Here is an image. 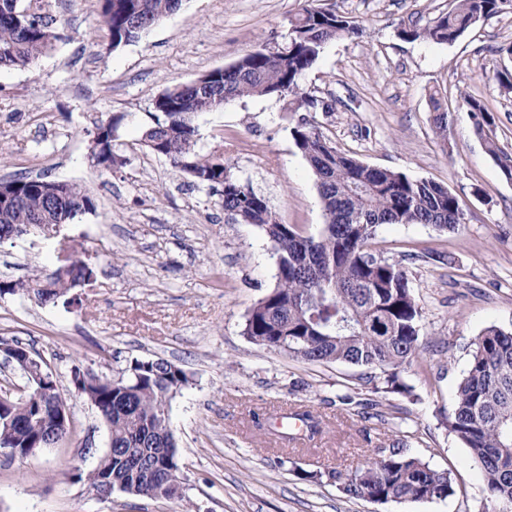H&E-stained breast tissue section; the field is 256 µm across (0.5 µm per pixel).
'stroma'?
Returning a JSON list of instances; mask_svg holds the SVG:
<instances>
[{
	"instance_id": "1",
	"label": "stroma",
	"mask_w": 512,
	"mask_h": 512,
	"mask_svg": "<svg viewBox=\"0 0 512 512\" xmlns=\"http://www.w3.org/2000/svg\"><path fill=\"white\" fill-rule=\"evenodd\" d=\"M363 32L328 43L301 78L314 108L287 99H233L199 114L196 149L223 157L264 196L279 220L308 232L324 222L314 177L291 129L307 119L360 161L438 182L465 220L454 232L386 224L376 249L408 272L423 311V349L401 375L411 395L373 392L365 369L308 364L244 333L249 310L276 284L273 246L236 224L220 191L194 183L140 141L156 99L242 55L283 44L305 0H183L142 36L111 49L100 0H43L61 38L24 69H0V178L41 176L77 184L94 200L52 236L33 229L0 242V281L51 270L56 246L74 244L94 270L56 304L0 298V338L50 363L70 408V435L26 459L0 456V512H177L175 504L75 479L108 446V428L70 382L72 367L122 378L132 360H168L189 382L170 422L191 512H479L482 472L446 425L480 333L512 330V182L485 149L512 154V11L478 22L451 44L403 38L451 10L454 0H317ZM448 112L440 137L430 104ZM495 116L477 135L462 97ZM125 120L112 170L97 165L96 124ZM305 406L322 422L314 440L283 446L269 417ZM413 434L410 450L449 470L444 501L377 504L345 496L294 468L352 469L372 448Z\"/></svg>"
}]
</instances>
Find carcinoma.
I'll return each mask as SVG.
<instances>
[{
    "mask_svg": "<svg viewBox=\"0 0 512 512\" xmlns=\"http://www.w3.org/2000/svg\"><path fill=\"white\" fill-rule=\"evenodd\" d=\"M0 0V67L26 68L50 51L59 34L28 0ZM504 0H456L455 7L421 29L405 30L407 39L452 43L480 21L501 14ZM182 0H101L102 16L112 49L136 41L181 6ZM362 33L355 21L331 8L308 5L291 21L288 44L278 53L250 52L230 67L210 71L186 86H176L156 101L159 115L146 126L142 144L167 159L196 183L224 187V213L238 224L258 226L279 257L276 285L250 310L245 334L254 342L310 363H347L386 374L393 393L409 394L399 373L410 367L420 347L422 309L406 269L372 248L384 224H431L454 231L464 219L456 195L441 184L414 179L402 171L366 164L338 150L301 121L291 129L297 150L310 168L320 197L325 224L304 234L282 223L266 199L241 183L221 157L196 151L195 117L228 99L277 95L297 108L317 101L303 92L302 75L317 62L327 43ZM477 132L494 123L481 103L465 97ZM124 120L114 115L96 126L95 158L106 170L116 156L112 142ZM487 152L503 175L512 179V155L495 142ZM12 197L0 206V241L12 225L66 224L95 209L94 200L72 183L58 187L41 177L9 180ZM58 265L27 281L0 283V296L25 295L40 305L54 304L94 274L64 244ZM82 376L81 396L95 400V409L109 430L112 454L77 475L87 487L112 475V488L172 503L185 495L171 484L182 474L170 426L172 398L188 383L187 373L167 360L135 359L125 377L112 381L75 366ZM60 396L57 379L41 386L27 401L0 407V441L12 448L31 449L38 430L51 428ZM315 436L321 422L307 409L295 411ZM448 430L479 463L486 496L481 512H512V330L486 328L471 354L457 388ZM398 437L382 443L352 471H295L303 481L322 478L353 499L378 504L446 500L455 493L454 480L407 450Z\"/></svg>",
    "mask_w": 512,
    "mask_h": 512,
    "instance_id": "carcinoma-1",
    "label": "carcinoma"
}]
</instances>
